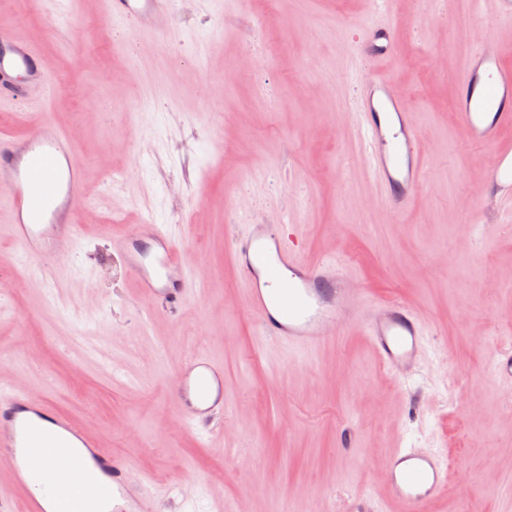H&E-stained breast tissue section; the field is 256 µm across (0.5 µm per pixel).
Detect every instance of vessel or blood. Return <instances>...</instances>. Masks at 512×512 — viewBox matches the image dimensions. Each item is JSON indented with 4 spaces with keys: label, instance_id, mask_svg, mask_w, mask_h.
<instances>
[{
    "label": "vessel or blood",
    "instance_id": "1",
    "mask_svg": "<svg viewBox=\"0 0 512 512\" xmlns=\"http://www.w3.org/2000/svg\"><path fill=\"white\" fill-rule=\"evenodd\" d=\"M109 19L131 24L145 36H163L174 23L173 0H104ZM356 51L369 66L356 98V126L365 144V166L393 214L410 211L427 173V155L412 109L386 72L397 52L396 27L372 23L362 29ZM495 36L476 38L453 78L456 116L472 145L490 150L484 196L512 207V68L504 66ZM49 87L42 53L28 41L0 34V105L29 86ZM83 169L66 131L41 118L25 137L0 139V200L8 236L28 257L76 241L74 222ZM295 224H249L229 244L237 281L267 341L291 353H314L340 332L363 328L383 365L406 373L427 336L423 316L401 300L379 299L360 288L339 259L306 260ZM138 295L148 303L180 305L190 291L188 264L175 239L144 218L122 241ZM493 370L512 389V348L495 352ZM180 418L194 429L213 430L224 417V367L196 354L174 377ZM0 462L12 485L38 477L45 495L14 503L0 491V512H140L129 461L100 449L46 397L0 387ZM390 501L402 512H420L448 487V461L418 448L395 449L386 462Z\"/></svg>",
    "mask_w": 512,
    "mask_h": 512
}]
</instances>
